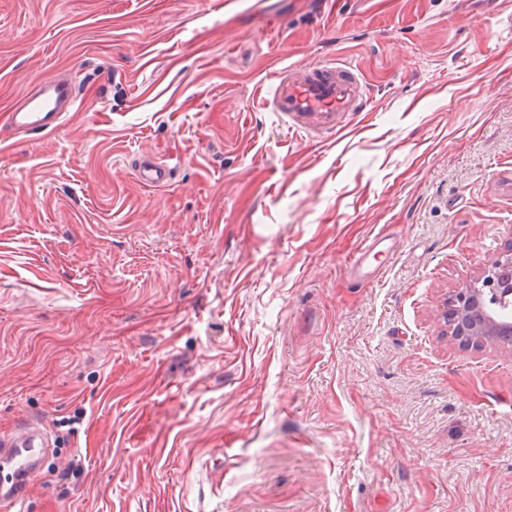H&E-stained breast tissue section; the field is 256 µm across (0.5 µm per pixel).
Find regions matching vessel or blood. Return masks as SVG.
<instances>
[{"mask_svg":"<svg viewBox=\"0 0 512 512\" xmlns=\"http://www.w3.org/2000/svg\"><path fill=\"white\" fill-rule=\"evenodd\" d=\"M265 102L289 130L326 144L350 129L364 112L367 92L358 67L331 59L277 69ZM75 103L73 79L54 74L29 84L0 119L18 132L48 133L60 126ZM172 174V167L163 161L150 160L138 169L140 181L155 189L169 186ZM44 438L39 425L27 423L0 439V452L26 476L36 469L34 447ZM0 512H25L24 485L0 490Z\"/></svg>","mask_w":512,"mask_h":512,"instance_id":"vessel-or-blood-1","label":"vessel or blood"}]
</instances>
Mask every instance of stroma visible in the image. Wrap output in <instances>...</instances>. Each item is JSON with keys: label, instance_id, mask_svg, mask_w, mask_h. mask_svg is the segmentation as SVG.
Segmentation results:
<instances>
[{"label": "stroma", "instance_id": "stroma-1", "mask_svg": "<svg viewBox=\"0 0 512 512\" xmlns=\"http://www.w3.org/2000/svg\"><path fill=\"white\" fill-rule=\"evenodd\" d=\"M336 58L368 106L322 146L258 85ZM60 70L57 129L0 125L28 512H512V349L443 318L512 244V0H0V113ZM173 169L166 162L149 160L139 166L138 176L144 185L162 189L170 185ZM37 440L40 441L39 447H51L43 430L34 423H26L13 434L0 439V450L8 455L16 471L22 476H28L36 469L34 447Z\"/></svg>", "mask_w": 512, "mask_h": 512}]
</instances>
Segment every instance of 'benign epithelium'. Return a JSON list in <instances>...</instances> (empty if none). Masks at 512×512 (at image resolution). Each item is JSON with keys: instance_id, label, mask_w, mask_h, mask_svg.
Wrapping results in <instances>:
<instances>
[{"instance_id": "7a95c632", "label": "benign epithelium", "mask_w": 512, "mask_h": 512, "mask_svg": "<svg viewBox=\"0 0 512 512\" xmlns=\"http://www.w3.org/2000/svg\"><path fill=\"white\" fill-rule=\"evenodd\" d=\"M487 293L496 300L512 299V252L485 265L476 281L455 292L448 306V334L476 347H512V318L490 313Z\"/></svg>"}]
</instances>
